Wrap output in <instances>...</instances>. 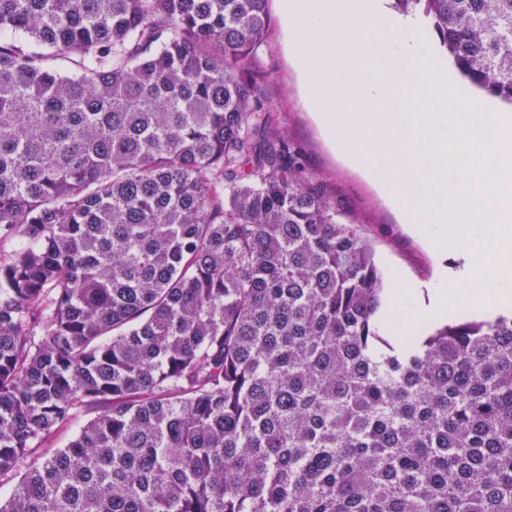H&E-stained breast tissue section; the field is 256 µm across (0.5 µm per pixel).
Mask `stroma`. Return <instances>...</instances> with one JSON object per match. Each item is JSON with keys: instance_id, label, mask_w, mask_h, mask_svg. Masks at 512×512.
I'll use <instances>...</instances> for the list:
<instances>
[{"instance_id": "1", "label": "stroma", "mask_w": 512, "mask_h": 512, "mask_svg": "<svg viewBox=\"0 0 512 512\" xmlns=\"http://www.w3.org/2000/svg\"><path fill=\"white\" fill-rule=\"evenodd\" d=\"M269 11L271 33L256 54V68L263 74L260 98L273 116V126L286 127L288 138L306 168L323 177L325 190L341 216L357 220L358 230L372 245L386 281L399 277L425 285L439 265L454 269L461 266L462 260L456 253L433 252L412 234L376 185L346 164L331 147L312 113L300 101L302 86L277 0H270Z\"/></svg>"}]
</instances>
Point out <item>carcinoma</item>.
Here are the masks:
<instances>
[{
	"label": "carcinoma",
	"mask_w": 512,
	"mask_h": 512,
	"mask_svg": "<svg viewBox=\"0 0 512 512\" xmlns=\"http://www.w3.org/2000/svg\"><path fill=\"white\" fill-rule=\"evenodd\" d=\"M267 2L0 0V512H512V316L384 336L255 98ZM394 8L512 106V0ZM88 417L79 415L71 424L67 425L54 436L42 447L38 448L34 457L50 453L57 448H63L67 442L71 439L74 433H76L80 427L87 421Z\"/></svg>",
	"instance_id": "1"
}]
</instances>
